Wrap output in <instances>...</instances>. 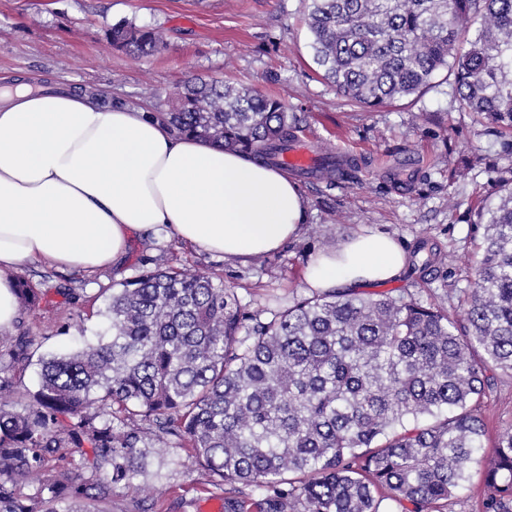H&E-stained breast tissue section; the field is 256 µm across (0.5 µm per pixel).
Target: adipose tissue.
Here are the masks:
<instances>
[{"mask_svg": "<svg viewBox=\"0 0 512 512\" xmlns=\"http://www.w3.org/2000/svg\"><path fill=\"white\" fill-rule=\"evenodd\" d=\"M306 212L281 167L176 136L150 110L75 90L0 88V332L16 319L27 261L93 271L158 225L197 248L254 257L300 236ZM406 265L392 237L362 230L316 255L306 283L358 290Z\"/></svg>", "mask_w": 512, "mask_h": 512, "instance_id": "1", "label": "adipose tissue"}]
</instances>
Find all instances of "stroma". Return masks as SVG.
<instances>
[{"mask_svg": "<svg viewBox=\"0 0 512 512\" xmlns=\"http://www.w3.org/2000/svg\"><path fill=\"white\" fill-rule=\"evenodd\" d=\"M305 6V0H0V79L106 88L113 99L155 112L166 111L194 78L254 85L296 113L297 138L353 162L332 183L298 178L308 201L304 231L267 254L261 269L197 250L163 226L135 236L113 267L82 272L27 264L22 274L39 290L40 306L19 311L13 327L0 332V358L23 332L41 339L44 354L94 340L104 327L97 307L76 308L64 289L90 296L158 266L216 273L248 309L275 307L307 294L313 256L336 250L362 228L391 235L408 252L423 241L455 258L452 268L416 279L403 274L380 292L406 290L426 303L459 305L478 258L477 213L495 198L499 181L512 178L507 136L459 108L454 78L444 70L421 94L374 109L350 102L312 60ZM121 21L158 30L163 47L140 61L112 47L105 31ZM479 413L484 444L492 446L497 432L512 424V378L498 376ZM187 455L184 448L149 454L145 473L116 490L102 512H139L145 483L157 497L152 512H203L223 503L224 487Z\"/></svg>", "mask_w": 512, "mask_h": 512, "instance_id": "1", "label": "stroma"}]
</instances>
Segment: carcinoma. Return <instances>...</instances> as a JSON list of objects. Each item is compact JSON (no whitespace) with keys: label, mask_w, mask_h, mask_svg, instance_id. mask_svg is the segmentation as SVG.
<instances>
[{"label":"carcinoma","mask_w":512,"mask_h":512,"mask_svg":"<svg viewBox=\"0 0 512 512\" xmlns=\"http://www.w3.org/2000/svg\"><path fill=\"white\" fill-rule=\"evenodd\" d=\"M315 63L366 107L415 95L446 69L459 107L512 131V0H308ZM118 50L160 49L152 29H106ZM157 118L171 131L275 166L296 117L255 87L200 79ZM320 179L341 172L320 150ZM480 258L460 306L412 295L313 291L260 312L210 273L145 270L101 288L108 326L39 359L24 409L5 403L32 357L0 361V512H75L141 473L139 448H189L228 485L224 512H445L483 474L479 512H512V424L490 452L478 403L512 377V188L478 212ZM21 305L39 294L18 278ZM85 449L81 470L64 465ZM109 477L102 478V470ZM35 475L22 494L18 480ZM253 486L255 499L239 490Z\"/></svg>","instance_id":"cac0c4a2"}]
</instances>
